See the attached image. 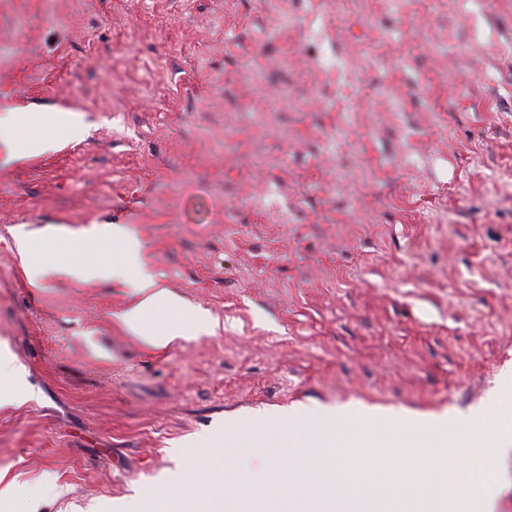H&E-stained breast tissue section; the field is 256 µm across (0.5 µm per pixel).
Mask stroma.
I'll return each mask as SVG.
<instances>
[{
    "mask_svg": "<svg viewBox=\"0 0 512 512\" xmlns=\"http://www.w3.org/2000/svg\"><path fill=\"white\" fill-rule=\"evenodd\" d=\"M17 107L57 146L0 134V348L33 394L0 405V512H172L234 439V495L320 487L329 422L478 413L512 512V0H0ZM107 224L209 325L158 348L129 280L31 284L21 233Z\"/></svg>",
    "mask_w": 512,
    "mask_h": 512,
    "instance_id": "35a3bbf8",
    "label": "stroma"
}]
</instances>
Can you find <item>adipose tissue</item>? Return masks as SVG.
Instances as JSON below:
<instances>
[{
    "mask_svg": "<svg viewBox=\"0 0 512 512\" xmlns=\"http://www.w3.org/2000/svg\"><path fill=\"white\" fill-rule=\"evenodd\" d=\"M22 133V141L14 142L13 154H20L23 141H36L42 150L50 151L56 147L54 134V117H43L39 127H32L29 114L22 109H12L0 116V130ZM96 235L89 234L78 241L65 238H53L39 234L28 233L21 235L17 241L18 249L22 255L28 256L40 253L43 261L30 271L32 281H40L51 274H64L78 281L90 279H110L115 277H133L137 291L143 292L144 298L138 304L126 311L122 319L133 330L139 329L144 320L157 311L170 308L181 309L182 302L168 290L155 286L153 275L141 253L137 242L124 241L119 258L105 257L97 262L84 263H57L59 254L71 249L91 250L96 246ZM179 512H234V499L227 492L215 490L200 491L198 483L192 482L181 486L176 497Z\"/></svg>",
    "mask_w": 512,
    "mask_h": 512,
    "instance_id": "1",
    "label": "adipose tissue"
}]
</instances>
